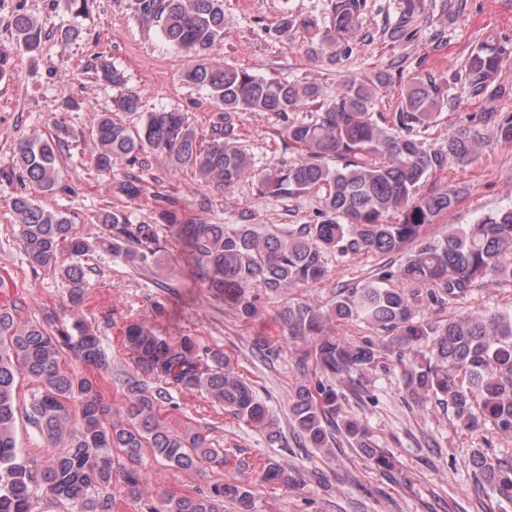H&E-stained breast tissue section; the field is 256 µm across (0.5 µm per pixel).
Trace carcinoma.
Segmentation results:
<instances>
[{
    "mask_svg": "<svg viewBox=\"0 0 512 512\" xmlns=\"http://www.w3.org/2000/svg\"><path fill=\"white\" fill-rule=\"evenodd\" d=\"M332 25L315 29L303 44L313 59L334 66L355 53L366 0H329ZM147 22H156L164 39L194 57L182 80L205 89L220 105L209 145L177 108L145 114L132 131L112 112H137L140 96L128 92L112 108L95 114L92 162L113 194L136 199L142 180L132 172L114 173L121 162L144 167L148 155L165 156L176 170H186L204 184L230 189L251 178L264 195L292 197L323 191L320 220L297 228L264 230L258 224L228 227L189 219L180 202L156 195L154 223L131 222L122 212L97 215L104 233L91 245L72 233L61 210L41 204L40 196L65 190L57 154L70 137L58 122L48 136L22 140L12 158L26 190L11 198L18 224V245L32 267L52 269L66 283L73 315L71 329L58 327L59 315L47 311L37 321H23L17 309L0 305V512H31L36 498L65 502L71 512H112V485L120 484L139 504L138 512H224V501L238 512H254L249 485L226 483L208 495L144 494L142 458L150 453L176 470L224 466V456L205 446L197 431L180 433L165 422L162 407L179 391L206 393L224 411L265 433L271 446L288 447L277 421L254 386L219 351L201 353L189 336L172 343L143 323L124 330V346L138 370L156 380L118 377L124 412L116 417L106 402L100 379L112 375V356L98 330L77 317L89 281L81 257L93 248L145 263L160 251L163 225L191 251L195 278L216 296L230 301L238 316L259 313L261 295L280 294L299 284L316 283L328 273L327 256L372 252L385 258L411 246L405 260L382 265L361 287L345 288L327 311L306 303H284L275 319L294 341L306 343L298 365L313 374L295 390L290 414L299 445L326 449L341 434L380 472L391 473L389 453L373 443L357 418L341 415L338 386L355 385L366 370L393 355L402 381L418 398H433L452 409L457 426L472 430L483 423L512 435V311H481L452 319H425L420 311L441 307L467 294L484 279L512 286V204L474 224L427 238L423 230L458 202L465 189H450L437 176L452 162L467 161L490 128L496 141L512 144V112H471L448 145L431 149L421 133L448 107V79L416 70L408 79L391 126L374 111L376 85L349 83L330 92L315 83L267 79L211 57L224 38V0H139ZM417 0H403V10L389 33L393 41H411L418 32ZM15 47L35 54L42 25L26 15L13 20ZM512 59V43L493 38L478 43L452 79L475 96L512 99V84L498 80ZM87 68L114 85L123 74L105 62ZM318 103L314 119L297 121L289 113ZM243 112H272L283 123L281 135L303 158L280 168L259 171L252 156L238 146L236 121ZM69 255L70 261L62 260ZM355 321L371 333L353 340L324 330L325 322ZM36 383L25 408L40 435L62 451L38 465L20 448L17 382ZM475 477L512 505V466L485 453L472 455ZM265 483L288 484V473L274 458L260 471Z\"/></svg>",
    "mask_w": 512,
    "mask_h": 512,
    "instance_id": "cac0c4a2",
    "label": "carcinoma"
}]
</instances>
